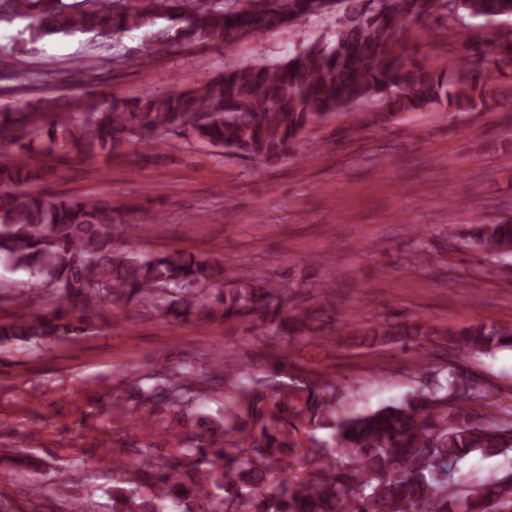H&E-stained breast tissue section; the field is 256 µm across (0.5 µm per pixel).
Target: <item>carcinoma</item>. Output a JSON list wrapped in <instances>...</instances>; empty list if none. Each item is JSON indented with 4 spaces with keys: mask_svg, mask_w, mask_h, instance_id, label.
<instances>
[{
    "mask_svg": "<svg viewBox=\"0 0 512 512\" xmlns=\"http://www.w3.org/2000/svg\"><path fill=\"white\" fill-rule=\"evenodd\" d=\"M7 0L0 19L28 21L27 42L75 34L112 40L134 29L166 25L156 39L185 47L238 40L314 16V0ZM333 40L314 41L286 61L231 63L196 88L145 91L132 98H90L80 112H62L51 98L0 109V142L12 154L0 165V260L29 280L0 289V311L31 310L0 320V351L14 342L69 340L93 325L104 303L136 306L171 324L193 316L261 328L265 342L292 341L312 352L328 316L326 291L294 296L251 272L228 273L205 252L167 249L145 255L117 239L133 206L95 196L67 199L37 191L44 177L33 151L63 158L105 159L133 139L160 133L192 138L272 164L302 155L305 131L342 112L382 109L389 119L431 106L467 112L484 100L489 54L512 66V44L485 47L459 32L453 17L512 18V0H340ZM431 19L464 44L450 70L426 67L399 36ZM468 246L512 253V219L475 224ZM429 320L378 318L363 341L418 345ZM448 349L466 358L512 345V331L474 323L448 333ZM291 375L290 382L281 381ZM217 379L235 390L224 414L199 411L202 386ZM133 387L146 412L131 419L127 394H112V420L148 432L166 422L172 448H151L112 434V512H496L512 509V472L478 484L448 478L473 453L512 449V417L487 411L489 389L460 360L428 375V384L400 402L362 414H337L341 388L315 359L292 374L282 365L263 379H243L218 354L209 377L188 365L155 372ZM330 431V440L314 437Z\"/></svg>",
    "mask_w": 512,
    "mask_h": 512,
    "instance_id": "obj_1",
    "label": "carcinoma"
}]
</instances>
